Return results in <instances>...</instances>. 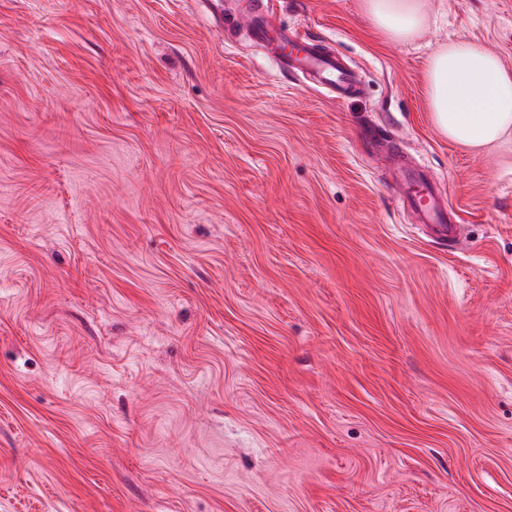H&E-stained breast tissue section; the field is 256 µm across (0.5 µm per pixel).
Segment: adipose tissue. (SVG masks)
Masks as SVG:
<instances>
[{"label": "adipose tissue", "instance_id": "1", "mask_svg": "<svg viewBox=\"0 0 512 512\" xmlns=\"http://www.w3.org/2000/svg\"><path fill=\"white\" fill-rule=\"evenodd\" d=\"M362 10L397 43L413 42L430 20L426 0H362ZM426 81L434 123L450 141L485 150L512 135V71L494 53L465 41L438 45Z\"/></svg>", "mask_w": 512, "mask_h": 512}]
</instances>
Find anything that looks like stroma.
<instances>
[{
    "instance_id": "35a3bbf8",
    "label": "stroma",
    "mask_w": 512,
    "mask_h": 512,
    "mask_svg": "<svg viewBox=\"0 0 512 512\" xmlns=\"http://www.w3.org/2000/svg\"><path fill=\"white\" fill-rule=\"evenodd\" d=\"M0 0V512H512V137L435 127L512 0ZM430 184L439 242L405 191ZM370 23L389 40L410 43L429 22L426 0H363ZM272 41L276 50L274 56L286 71L301 72L317 84L335 88L339 93L352 88L350 74L340 58L320 44L313 40L297 44L288 35H280ZM423 188L429 200L428 206L424 208L427 221L431 224H436L438 227V239L444 242L448 240V246L454 245L456 243L454 226L452 224H448V215L444 211L433 209L431 207L430 200L432 197V191L427 186H424Z\"/></svg>"
}]
</instances>
